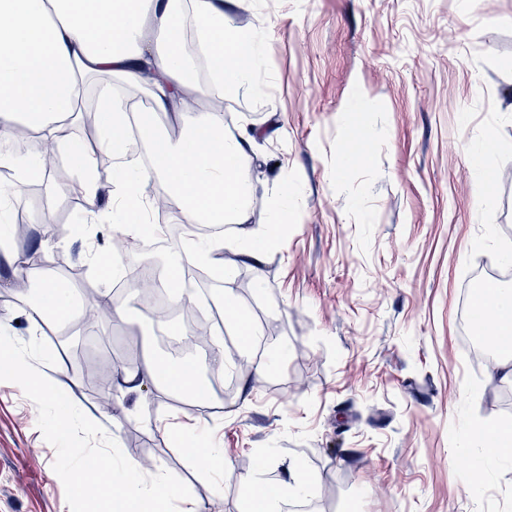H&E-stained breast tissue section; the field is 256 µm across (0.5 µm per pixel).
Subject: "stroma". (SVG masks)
Returning <instances> with one entry per match:
<instances>
[{
    "instance_id": "stroma-1",
    "label": "stroma",
    "mask_w": 512,
    "mask_h": 512,
    "mask_svg": "<svg viewBox=\"0 0 512 512\" xmlns=\"http://www.w3.org/2000/svg\"><path fill=\"white\" fill-rule=\"evenodd\" d=\"M228 17L265 38V93L224 96L226 134L258 133L248 225L276 236L255 262L232 247L236 226L221 231L237 307L256 331L248 370L204 404L159 390L148 374L171 323L129 288L115 298L125 323L100 318L91 335L54 326L56 363L41 373L143 473L174 474L205 512H243L245 481L275 486L290 461L313 488L280 512H512V461L473 466L485 422L512 429V382L494 377L497 360L472 358L459 330L471 276L512 273V0H236ZM487 134L496 150L482 183L468 149ZM15 203L19 253L36 249L35 218L53 211L64 246L44 272L81 267L105 288L87 252L118 242L93 224L79 232L84 199L48 178ZM28 296L0 264V317L20 342L44 336ZM85 365L146 380L102 403ZM37 418L0 382V512H70ZM159 418L213 435L222 484L153 428Z\"/></svg>"
}]
</instances>
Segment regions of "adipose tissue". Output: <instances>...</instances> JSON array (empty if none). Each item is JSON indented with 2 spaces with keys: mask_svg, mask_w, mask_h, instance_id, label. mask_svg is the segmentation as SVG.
I'll return each mask as SVG.
<instances>
[{
  "mask_svg": "<svg viewBox=\"0 0 512 512\" xmlns=\"http://www.w3.org/2000/svg\"><path fill=\"white\" fill-rule=\"evenodd\" d=\"M233 2L0 0V141H9L15 127L24 125L51 142L57 155L78 173L73 192L93 207L100 201L99 179L110 175L109 207L119 219L111 227L113 236L137 238L154 232L152 202L143 187L155 178L166 184L181 223L238 225L240 243L250 259H258V250L251 246L253 233L245 226L252 190L244 170L255 134L247 130L225 135L222 112L187 109L190 99L216 91L263 90L253 79L264 62L263 45L254 33L227 22L225 10ZM188 20L195 30L191 38L184 34ZM201 54L209 63L205 83L194 67ZM103 75L147 89L153 112L175 113L184 124L180 139L173 141L157 134L150 121L139 120V133L152 147L147 169L133 173L119 162L126 151L124 131L130 106L111 87L102 88L96 99L107 131L98 152L82 150L77 139L59 135L62 128L82 121L86 82ZM228 155L235 160L229 171L224 168ZM223 249L224 240L219 237L190 243L184 254L188 262L221 272L224 313L231 318L237 314L234 283L224 271ZM49 308L63 324L82 314L72 289L51 276L41 281L29 316L40 318ZM203 369L196 362L161 358L151 376L189 395L204 384ZM156 428L203 460L209 473L223 475L224 458L208 440L194 437L185 425L160 420ZM264 488L260 478L246 482V512H278L280 496L308 494L311 485L308 478L293 477L282 483L276 498L265 496Z\"/></svg>",
  "mask_w": 512,
  "mask_h": 512,
  "instance_id": "1",
  "label": "adipose tissue"
}]
</instances>
